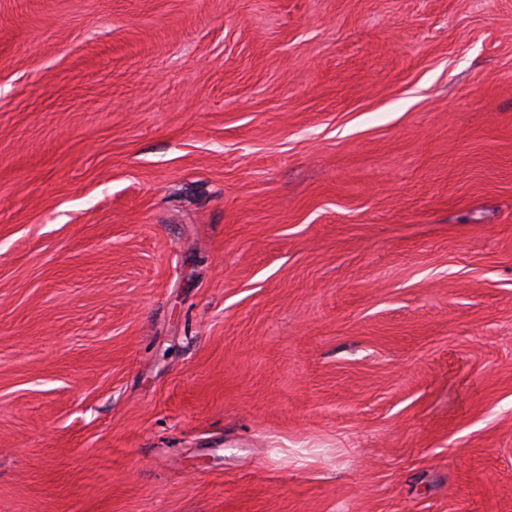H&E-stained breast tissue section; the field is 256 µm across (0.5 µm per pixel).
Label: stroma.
Returning a JSON list of instances; mask_svg holds the SVG:
<instances>
[{
  "instance_id": "obj_1",
  "label": "stroma",
  "mask_w": 512,
  "mask_h": 512,
  "mask_svg": "<svg viewBox=\"0 0 512 512\" xmlns=\"http://www.w3.org/2000/svg\"><path fill=\"white\" fill-rule=\"evenodd\" d=\"M0 512H512V0H0Z\"/></svg>"
}]
</instances>
